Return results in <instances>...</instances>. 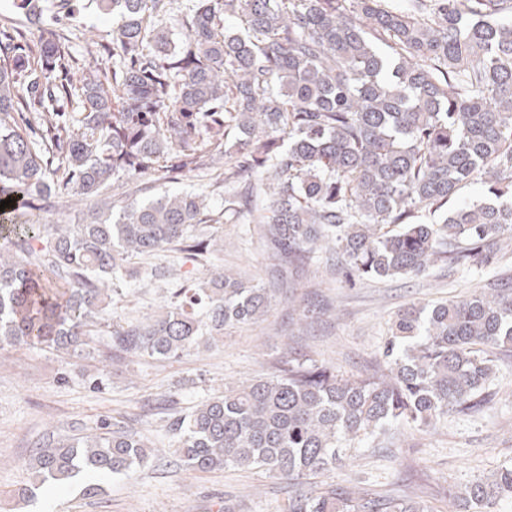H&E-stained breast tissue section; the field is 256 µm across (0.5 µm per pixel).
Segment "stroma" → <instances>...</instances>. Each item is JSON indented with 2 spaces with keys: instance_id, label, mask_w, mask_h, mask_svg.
Listing matches in <instances>:
<instances>
[{
  "instance_id": "stroma-1",
  "label": "stroma",
  "mask_w": 512,
  "mask_h": 512,
  "mask_svg": "<svg viewBox=\"0 0 512 512\" xmlns=\"http://www.w3.org/2000/svg\"><path fill=\"white\" fill-rule=\"evenodd\" d=\"M80 32L73 51L88 64L112 29V19L93 9L64 21ZM210 177L188 173L178 182L161 175L125 183L129 199L150 200L164 191L200 193ZM251 214L210 227L214 249L209 263L281 287L257 236ZM135 281L116 279L112 319L127 324L153 315L169 300V289L191 287L204 275L178 249L133 258ZM166 267L167 282L149 273ZM512 277V257L496 267L468 270L439 263L421 275L348 279L339 260L313 266L256 324L224 329L216 347L154 360L113 352L101 336L87 356L48 352L21 345L0 350V512H284L292 486L258 470L233 467L210 472L184 466L172 450L174 418L223 393L225 387L269 373L285 351L303 353L341 372L373 373L395 313L411 304L458 300L478 288ZM496 378L480 410L449 413L435 429L392 428L380 447L363 448L332 475L333 481L377 494L419 496L436 512H469L449 501L474 478L512 465V350L495 355ZM123 422L163 460L133 467L102 480L96 496L83 481L38 493L19 504L17 492L30 484L27 462L37 447L63 436L95 433L103 423Z\"/></svg>"
}]
</instances>
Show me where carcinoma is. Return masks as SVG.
Returning a JSON list of instances; mask_svg holds the SVG:
<instances>
[{"label": "carcinoma", "mask_w": 512, "mask_h": 512, "mask_svg": "<svg viewBox=\"0 0 512 512\" xmlns=\"http://www.w3.org/2000/svg\"><path fill=\"white\" fill-rule=\"evenodd\" d=\"M116 19L106 60L78 59L58 24L80 0H16L18 44L0 30V349L81 354L109 330L119 354L172 358L258 323L281 292L222 268L179 288L157 315L112 323V276L128 259L177 246L208 264L205 193L147 202L122 194L76 224L46 221L55 198L89 200L114 183L224 160V219L268 198L254 234L272 266L299 276L323 249L351 278L418 275L435 263L481 270L512 246V0H89ZM236 18L237 25L225 24ZM77 98L80 112H66ZM481 180L487 199L460 190ZM437 218L428 223L423 217ZM208 333H203L201 318ZM512 348V291L399 311L370 376L286 353L170 426L187 467L258 469L289 481L326 476L389 426L433 429L477 408ZM125 426L53 439L28 461L31 498L48 482L151 462ZM512 497V466L457 495L474 509ZM288 512H433L428 501L320 482Z\"/></svg>", "instance_id": "1"}]
</instances>
